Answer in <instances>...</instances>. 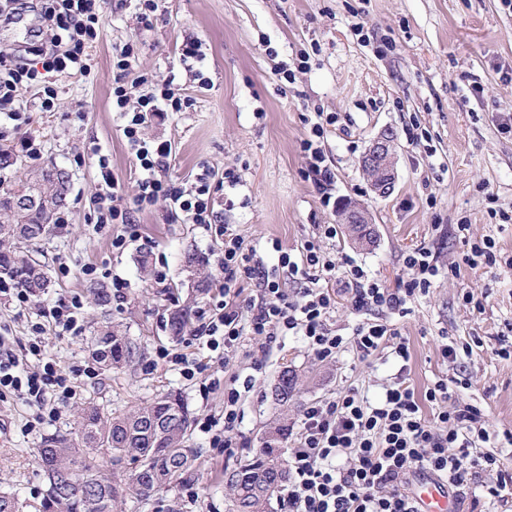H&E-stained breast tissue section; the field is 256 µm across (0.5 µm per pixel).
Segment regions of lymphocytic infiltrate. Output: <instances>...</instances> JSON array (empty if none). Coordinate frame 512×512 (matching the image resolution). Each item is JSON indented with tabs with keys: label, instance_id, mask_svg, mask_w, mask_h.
Wrapping results in <instances>:
<instances>
[{
	"label": "lymphocytic infiltrate",
	"instance_id": "f902f5d3",
	"mask_svg": "<svg viewBox=\"0 0 512 512\" xmlns=\"http://www.w3.org/2000/svg\"><path fill=\"white\" fill-rule=\"evenodd\" d=\"M44 36L26 54L0 51V112L20 120L27 107L18 98L20 87H33L40 111H54L58 90L47 76L51 73L90 76V50L104 22V0H40ZM139 58L137 41H127L112 57V109L125 120L122 128L127 145L139 165L134 207L123 204V188L114 177L107 156H99L95 193V224H129L133 208L164 205L171 213L182 214L191 224L202 225L221 242L218 267L223 275L208 309L197 316L190 331L193 340L205 347L208 357L199 359L170 350L159 359L177 367L189 381H198L199 392L209 396L224 392L222 414L198 418L195 426L205 437L214 456L230 454L241 421V391L251 388L222 386L212 377L213 363L224 362L245 338L256 340L259 349L280 336L302 337L308 351L321 360L335 358L345 347L368 357L384 347L408 360L405 342L386 321L358 324L351 336L336 333L329 317L336 308V295L325 288L327 280L343 275L356 310L406 312L407 305L428 293L439 275V267L428 247L409 253L404 264L406 279L387 287L369 277L359 267L343 268L335 256L307 241L301 260L289 254L278 258L288 279L299 283L296 297H289L283 279L261 268L256 252L233 225L222 224L214 210V195L224 185H236L233 171H225L216 182L210 169L197 175L191 189L167 180L163 171L169 164L172 146L166 141H150L145 130L156 117L167 112H183L190 98L176 95L169 85H151L133 94L126 83L128 73ZM324 134L322 123H313L302 142L307 159L305 177L320 194L322 204H330V188L335 174L326 165L318 145ZM83 301L80 296L58 300L36 310L25 355H17L8 338L0 336V398L12 395L38 410V421L58 418L61 408L77 395L73 374L57 367L44 356L45 335H82ZM431 403L432 416H424L423 403ZM492 433L481 409L449 401L448 384L439 380L417 395L405 371H398L377 403L364 400L356 389L336 398L303 406L299 431L288 451V494L285 512H415L409 483L420 472L447 481L450 489L467 485L473 476L486 474L488 499L512 500V472L489 452L477 450V442H490Z\"/></svg>",
	"mask_w": 512,
	"mask_h": 512
}]
</instances>
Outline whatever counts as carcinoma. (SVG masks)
I'll return each mask as SVG.
<instances>
[{"label":"carcinoma","instance_id":"1","mask_svg":"<svg viewBox=\"0 0 512 512\" xmlns=\"http://www.w3.org/2000/svg\"><path fill=\"white\" fill-rule=\"evenodd\" d=\"M52 182L46 171H35L26 180L0 194V211L11 224H0V284L9 283L39 298L50 288V278L27 248L46 237L52 213L31 203L23 212L14 209L20 190L43 194L41 182ZM191 323L189 310L175 312L171 331L178 335ZM95 360L106 370L130 366L137 346L109 324L96 330ZM297 390L296 373L285 370L273 390L274 402L288 406ZM191 412L179 393H166L127 412L105 415L89 402L80 412L77 429L44 439L38 462L47 483L42 512H114L127 498L147 499L182 483L192 469L194 451L186 446ZM288 434V424L277 420L267 426L261 448L240 460L227 475L232 492L230 512H269L288 473L277 443ZM107 458L124 478L104 472L99 461Z\"/></svg>","mask_w":512,"mask_h":512}]
</instances>
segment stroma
I'll return each instance as SVG.
<instances>
[{"label": "stroma", "instance_id": "obj_1", "mask_svg": "<svg viewBox=\"0 0 512 512\" xmlns=\"http://www.w3.org/2000/svg\"><path fill=\"white\" fill-rule=\"evenodd\" d=\"M133 11L129 0H106L91 50L92 73L55 76L56 111L29 112L20 126L0 115V147L12 149L31 138L42 150L39 160L21 156L0 169L1 191L38 168L56 166L69 174L70 222L33 250L51 278L47 301L82 295L84 332L76 339L47 336V357L67 371L91 362V337L103 311L91 289L113 276L128 287L124 300L112 301L106 311L139 347L134 366L79 377L76 399L55 420L36 423V409L15 397L0 399V496L20 499L25 512H39L46 483L36 450L44 438L72 432L75 412L87 401L111 413L175 390L194 418L224 409L223 391L202 398L197 382L157 360L165 347L198 352L197 343L171 335L166 324L175 310L208 308L218 276L215 240L160 205L135 212V236L122 250L113 248L112 235L125 233V226L93 225L98 156L92 147L108 157L126 191H133L139 174L112 110V54L133 38L140 54L128 84L143 75L158 84L172 78L194 101L146 130L147 137L172 145L166 177L187 187L202 167L219 178L234 170L240 181L215 194V209L256 246L266 266L277 265L280 252L298 255L306 241L320 238L321 225L337 223V204L352 200L373 217L374 247L356 248L341 231L320 239L325 251L391 288L406 275V254L422 245L443 271L407 314L390 317L409 348L408 363L388 347L364 359L349 349L321 361L297 336L278 337L264 353L245 339L230 361L213 367L223 380H253L242 395L233 452L212 457L201 434L191 432L189 444L199 456L187 486L136 506L125 503L122 512H228L224 473L260 447L269 422L283 417L297 428L304 404L349 388L377 402L402 366L417 393L444 379L453 400L483 410L498 434L495 452L512 468V446L504 438L512 432V358L498 355L512 347V275L502 266L512 258V223L491 212L495 206L512 209V133L500 129L512 114V7L504 0H160V17L149 30L137 27ZM188 40L202 44L203 80L178 63ZM304 51L310 55L306 63ZM282 69L294 71V82L280 79ZM320 111L336 118L320 140L335 173L329 207L302 175L301 142ZM385 132L395 140L397 181L390 196L380 198L361 159ZM464 220L471 226L466 240L455 233ZM487 237L495 242L497 264L470 268V240ZM144 253L151 270L166 267L165 283L141 271L137 259ZM192 253L204 260L196 272L186 266ZM90 267L97 277L87 275ZM449 342L470 345L472 352L444 359L441 349ZM286 369L297 373L299 386L284 409L274 404L272 390ZM189 486L196 500L187 499Z\"/></svg>", "mask_w": 512, "mask_h": 512}]
</instances>
